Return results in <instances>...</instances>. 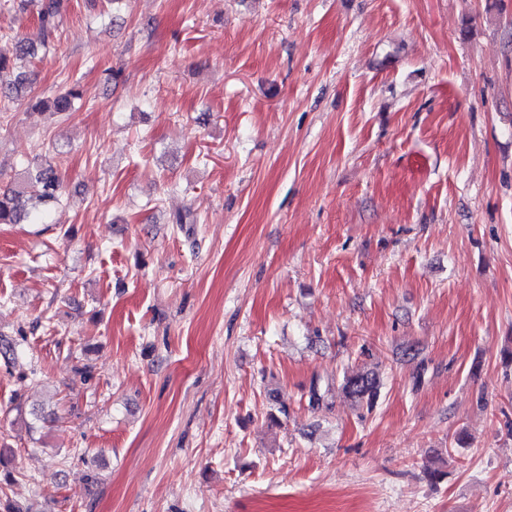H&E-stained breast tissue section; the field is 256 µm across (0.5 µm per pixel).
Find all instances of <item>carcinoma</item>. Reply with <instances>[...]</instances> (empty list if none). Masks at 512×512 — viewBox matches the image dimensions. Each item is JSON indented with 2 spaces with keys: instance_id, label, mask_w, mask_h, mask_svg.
<instances>
[{
  "instance_id": "obj_1",
  "label": "carcinoma",
  "mask_w": 512,
  "mask_h": 512,
  "mask_svg": "<svg viewBox=\"0 0 512 512\" xmlns=\"http://www.w3.org/2000/svg\"><path fill=\"white\" fill-rule=\"evenodd\" d=\"M37 7L38 36L34 41L15 39L0 48V72L20 58H34L38 52L50 51L54 36L63 22L66 0H34ZM82 91L72 87L53 99L55 113L70 111ZM65 195V181L53 161L44 157L29 161L23 169L22 181L0 190V224H19L36 220L58 208ZM381 380L373 371L344 376L341 389L358 406L371 410L379 396Z\"/></svg>"
}]
</instances>
